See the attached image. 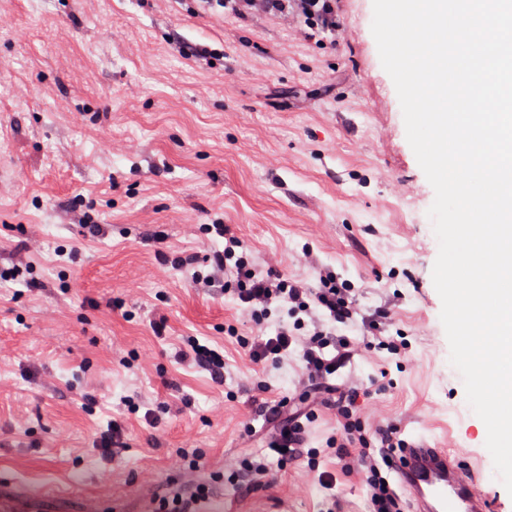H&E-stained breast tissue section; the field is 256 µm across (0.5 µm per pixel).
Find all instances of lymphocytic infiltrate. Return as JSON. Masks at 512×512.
I'll return each mask as SVG.
<instances>
[{
	"instance_id": "f902f5d3",
	"label": "lymphocytic infiltrate",
	"mask_w": 512,
	"mask_h": 512,
	"mask_svg": "<svg viewBox=\"0 0 512 512\" xmlns=\"http://www.w3.org/2000/svg\"><path fill=\"white\" fill-rule=\"evenodd\" d=\"M222 16L237 18L301 19L310 33L335 32L338 0H209ZM225 246L213 258L219 271L235 269L233 291L239 306L251 319L286 310L289 321L271 336L255 337L247 347L249 360L266 366L298 354L302 363L297 379L299 394L287 407L255 398L268 419L287 414L288 424L262 438L263 448L242 456L231 480L248 493L272 479L271 461L286 463L304 452L305 422L317 406L335 409L341 418L339 436L327 442V453L347 459L367 474L369 512H407L403 494L392 477L390 452L404 447L398 425L366 427L360 411L367 397L354 381L338 380L339 369L355 357L385 350L394 355L408 352L410 345L395 341L385 330L391 319L389 306L377 308L364 320L366 334L356 341L336 333V327L353 320L357 307L355 286L331 271L323 270L318 287L288 279L272 268H262L239 255L240 240L225 232ZM213 494L209 481L194 479L176 490L158 496V512H194Z\"/></svg>"
}]
</instances>
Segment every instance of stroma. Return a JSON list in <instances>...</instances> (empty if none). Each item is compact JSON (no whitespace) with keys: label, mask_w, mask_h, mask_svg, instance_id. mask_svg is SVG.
<instances>
[{"label":"stroma","mask_w":512,"mask_h":512,"mask_svg":"<svg viewBox=\"0 0 512 512\" xmlns=\"http://www.w3.org/2000/svg\"><path fill=\"white\" fill-rule=\"evenodd\" d=\"M0 498L26 512H150L187 452L219 512H367L364 472L332 455L280 465L270 486L229 481L252 396H294L299 368L249 361L274 335L207 289L229 225L254 263L314 286L327 267L361 316L393 304L412 345L356 358L376 423L475 463L489 512H512L486 426L450 361L432 270L435 193L406 138L372 35L373 0H342L336 33L300 20L192 10L189 0H0ZM204 48L183 56L177 41ZM99 232H90V225ZM165 319L167 335L151 325ZM358 321L340 334L360 339ZM206 344L224 383L179 360ZM119 424L128 446L97 448Z\"/></svg>","instance_id":"35a3bbf8"}]
</instances>
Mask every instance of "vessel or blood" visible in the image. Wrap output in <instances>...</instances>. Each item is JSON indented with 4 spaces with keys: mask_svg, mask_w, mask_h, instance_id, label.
<instances>
[{
    "mask_svg": "<svg viewBox=\"0 0 512 512\" xmlns=\"http://www.w3.org/2000/svg\"><path fill=\"white\" fill-rule=\"evenodd\" d=\"M396 477L416 512H487L472 465L427 441H410L394 456Z\"/></svg>",
    "mask_w": 512,
    "mask_h": 512,
    "instance_id": "obj_1",
    "label": "vessel or blood"
}]
</instances>
